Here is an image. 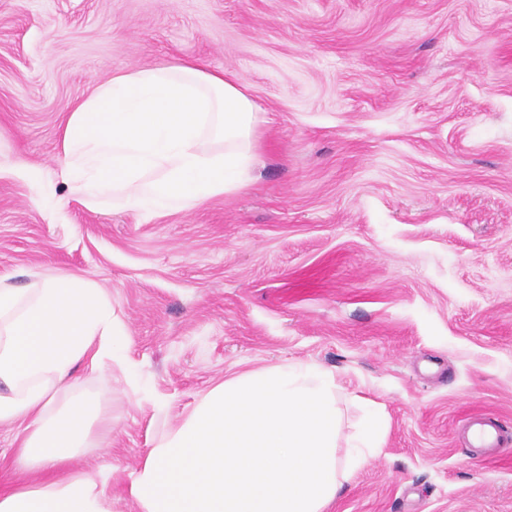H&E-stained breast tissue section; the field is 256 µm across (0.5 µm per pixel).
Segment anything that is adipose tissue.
Returning a JSON list of instances; mask_svg holds the SVG:
<instances>
[{
	"mask_svg": "<svg viewBox=\"0 0 512 512\" xmlns=\"http://www.w3.org/2000/svg\"><path fill=\"white\" fill-rule=\"evenodd\" d=\"M259 107L240 78L194 62L113 75L70 110L63 161L86 206L187 212L248 185ZM111 294L67 273L0 280V425L25 426L16 465L40 482L0 491V512H112L106 485L68 472L111 431L104 395L73 372L121 361ZM388 430L335 373L291 361L225 377L165 429L127 491L137 512H327Z\"/></svg>",
	"mask_w": 512,
	"mask_h": 512,
	"instance_id": "ef3b65f1",
	"label": "adipose tissue"
}]
</instances>
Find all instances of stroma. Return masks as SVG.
Masks as SVG:
<instances>
[{
	"instance_id": "obj_1",
	"label": "stroma",
	"mask_w": 512,
	"mask_h": 512,
	"mask_svg": "<svg viewBox=\"0 0 512 512\" xmlns=\"http://www.w3.org/2000/svg\"><path fill=\"white\" fill-rule=\"evenodd\" d=\"M192 60L260 106L243 190L93 210L59 175L69 109L114 73ZM0 278L108 290L132 384L85 449L112 512L164 426L237 372L305 360L389 422L329 512H512V0H0ZM163 411H156L155 403ZM504 443L471 444L466 415Z\"/></svg>"
}]
</instances>
